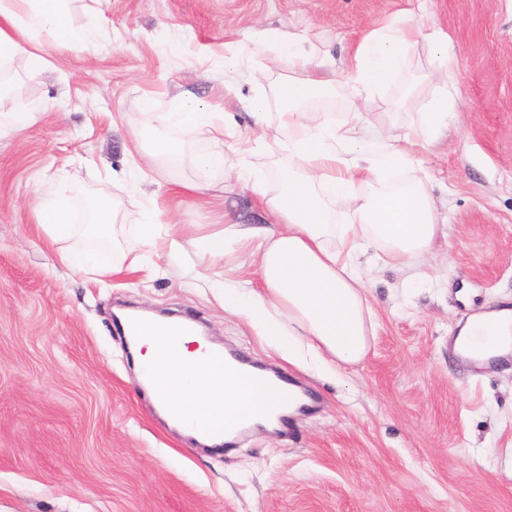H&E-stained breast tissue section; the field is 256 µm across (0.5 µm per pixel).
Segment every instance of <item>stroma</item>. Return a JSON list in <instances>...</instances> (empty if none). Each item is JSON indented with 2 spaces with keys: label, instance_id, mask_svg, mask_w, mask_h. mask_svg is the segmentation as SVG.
I'll use <instances>...</instances> for the list:
<instances>
[{
  "label": "stroma",
  "instance_id": "obj_1",
  "mask_svg": "<svg viewBox=\"0 0 512 512\" xmlns=\"http://www.w3.org/2000/svg\"><path fill=\"white\" fill-rule=\"evenodd\" d=\"M396 17L423 35L402 75L358 95L346 62ZM69 21L95 41L44 45L42 70L24 56L0 69V113L30 115L0 132V512H512V356L477 368L452 349L469 315L512 305V0H71ZM436 30L455 53L448 85L431 78ZM288 42L326 63L333 90L319 116L359 111L363 128L411 152L440 224L434 252L412 267L364 271L368 354L330 372L288 362L216 292L260 283L256 243L222 237L224 226L272 221L239 169L278 193L295 137L260 146L224 85L269 96L289 76L273 61ZM231 46L241 53L228 69ZM258 69L261 84L247 82ZM444 93L458 120L420 145L419 114ZM185 98L227 113L238 142L170 126L156 138L180 162L151 155L153 140L137 137L149 111ZM219 150L227 162L211 188L183 190L196 157ZM61 182L79 203L108 197L120 241L156 199L151 266L105 276L56 262L71 243L49 246L35 210ZM219 237L223 255L203 258L201 243ZM173 238L182 249L171 257ZM128 307L196 319L210 342L296 381L308 407L230 446L179 433L136 384Z\"/></svg>",
  "mask_w": 512,
  "mask_h": 512
}]
</instances>
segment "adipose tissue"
I'll list each match as a JSON object with an SVG mask.
<instances>
[{
    "label": "adipose tissue",
    "mask_w": 512,
    "mask_h": 512,
    "mask_svg": "<svg viewBox=\"0 0 512 512\" xmlns=\"http://www.w3.org/2000/svg\"><path fill=\"white\" fill-rule=\"evenodd\" d=\"M67 0H0V67L19 53L43 65L42 42L58 46L90 43L92 34L74 30L68 22ZM417 28L406 19L365 36L356 48L349 74L358 92L399 76L416 43ZM288 67L304 72L301 80L285 79L274 89L278 107L264 99L240 96L237 85L224 86L225 97L238 99L263 133L299 130L289 148L296 159L288 185L279 193L266 192L262 176L253 175L251 188L261 196L273 222L267 226L233 228L237 239H260V288L224 291V305L247 317L262 339L273 340L290 362L310 359L325 368L361 361L370 343L371 309L358 258L372 253L381 265L408 266L428 253L438 236L434 203L424 183L390 184V176L407 168L410 156L382 137L361 132L357 122L346 127L317 118L308 103L323 87L314 70V55L292 49L284 55ZM155 126L200 125L215 139L230 135L223 113L208 111L194 100L179 111L153 114ZM343 200L348 221L336 224L325 196ZM37 223L52 240L82 239V247L58 252L61 264L93 269L108 275L123 266L145 265L156 247L155 227L160 214L147 205L143 221L126 248L115 245L112 209L96 199L75 208L72 189L59 184L51 197L39 203ZM289 330H282L280 317ZM457 352L485 350L512 353V310L502 308L471 316L455 340ZM265 393L234 383H210L197 375L178 382L168 396L169 406L193 413L199 405L222 416L235 410L245 416V427L272 430L278 415L293 410L299 394H280L276 411L263 413Z\"/></svg>",
    "instance_id": "1"
}]
</instances>
